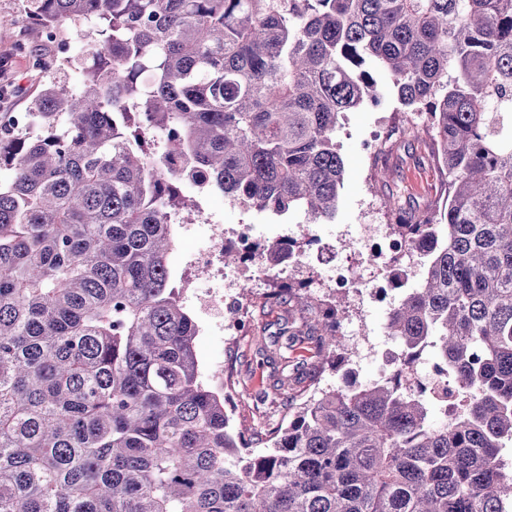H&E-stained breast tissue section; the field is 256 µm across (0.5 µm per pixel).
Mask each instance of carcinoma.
Wrapping results in <instances>:
<instances>
[{
  "label": "carcinoma",
  "mask_w": 512,
  "mask_h": 512,
  "mask_svg": "<svg viewBox=\"0 0 512 512\" xmlns=\"http://www.w3.org/2000/svg\"><path fill=\"white\" fill-rule=\"evenodd\" d=\"M29 34L97 20L79 89L44 82L38 130L0 124V512H512V0H24ZM392 84L448 191L391 231L422 273L362 384L341 301L278 278L296 240L224 245L310 316L340 384L262 439L203 380L171 288V167L260 212L331 220L339 117ZM62 116V123L56 117ZM163 130L164 142L148 133ZM431 355L457 407L404 385ZM438 407L442 421L431 419Z\"/></svg>",
  "instance_id": "cac0c4a2"
}]
</instances>
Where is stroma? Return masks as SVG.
<instances>
[{
  "mask_svg": "<svg viewBox=\"0 0 512 512\" xmlns=\"http://www.w3.org/2000/svg\"><path fill=\"white\" fill-rule=\"evenodd\" d=\"M23 13L22 0H0V29L10 32L12 41L0 43V86L7 94L0 96V113L27 110L46 73L33 67L32 57L54 58L55 49L38 45L32 56H20L13 44L28 38L18 19ZM379 94L361 107L347 112L336 128V142L344 161L345 173L336 214L323 224L308 223L303 214L276 217L234 203L221 194L188 188V195L200 200L212 221L234 228L251 227L255 241L266 243L294 239L304 244L305 268L294 273V280L308 277L316 261V241L344 240L353 247L366 240V222L394 223L393 204L412 211L433 208L444 195L446 176L431 157L427 136H413L416 122L409 113L399 111L393 88L383 72H376ZM349 311L342 321L351 336L368 337L375 344L388 343L385 319L392 300L373 296L349 297ZM249 335L229 340L218 333L202 332L195 340V351L203 375L223 368L231 384L224 392L234 427L251 432L267 431L281 424L289 398L309 394L314 388L333 387L337 379L324 369L314 341L304 340L281 345V355L299 368V378L284 395L273 392V367L266 361L272 335L288 318L282 306H257L249 314Z\"/></svg>",
  "mask_w": 512,
  "mask_h": 512,
  "instance_id": "1",
  "label": "stroma"
}]
</instances>
